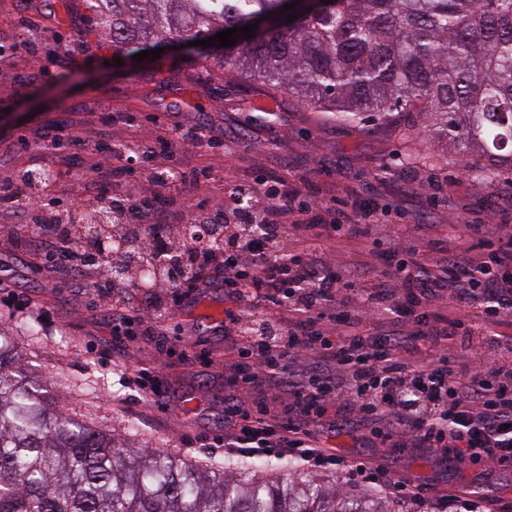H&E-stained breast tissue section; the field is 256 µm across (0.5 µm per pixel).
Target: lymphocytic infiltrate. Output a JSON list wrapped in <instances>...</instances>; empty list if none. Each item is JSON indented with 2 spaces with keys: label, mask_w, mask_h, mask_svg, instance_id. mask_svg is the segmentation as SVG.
<instances>
[{
  "label": "lymphocytic infiltrate",
  "mask_w": 512,
  "mask_h": 512,
  "mask_svg": "<svg viewBox=\"0 0 512 512\" xmlns=\"http://www.w3.org/2000/svg\"><path fill=\"white\" fill-rule=\"evenodd\" d=\"M210 126L170 122L162 146L201 148L217 143ZM111 191L97 180L87 189L111 195L127 229L147 223L151 247L169 245L182 224L215 222L223 249L199 240L192 271L171 281L177 301L205 288L223 289L233 302L224 333L240 344L235 374L227 380L224 419L232 425L214 447L228 454L286 452L310 467L338 465L319 449L311 431L329 424L370 443L395 441L429 448L463 465L488 471L512 467V343L483 335L485 324L512 318V225L478 221L445 225L448 237L477 241L479 251L415 240L406 224L362 201L357 190L331 204L308 188L281 179L238 182L254 205L239 211L232 193L186 200L204 170L185 168L178 181H146L141 196L124 186L136 173L139 150L116 140L105 148ZM62 170L29 203L37 236L28 251L67 259L88 274L89 245L70 230L72 212L59 208ZM155 298L149 307L112 310L116 336L158 335ZM494 350L491 362L478 359ZM280 393L297 419L270 422L253 407L255 395ZM335 417H328V410ZM350 479L368 480L401 501L419 506L422 490L384 466H346Z\"/></svg>",
  "instance_id": "obj_1"
}]
</instances>
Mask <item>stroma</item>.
<instances>
[{
  "mask_svg": "<svg viewBox=\"0 0 512 512\" xmlns=\"http://www.w3.org/2000/svg\"><path fill=\"white\" fill-rule=\"evenodd\" d=\"M22 18L39 20L49 43L39 58L21 54L0 62V180L35 164L49 166L57 156L66 163L71 188L64 205L86 204L80 187L97 159L96 146L118 136L157 147L179 110L178 98L187 95L195 106L183 111L185 117L208 123L224 144L193 150L176 144L168 156L170 162L206 170L207 188L269 175L306 183L326 199L354 188L362 198L405 212L416 237L422 236L423 225L451 219H512V173L498 171L458 184L460 167L479 171L486 161L432 136L429 117L404 115L392 126L346 124L260 83L226 75L212 63L175 61L169 49L156 60L137 62L127 53L119 57L111 41L95 34L82 7L66 33L86 55L63 67L52 41L48 0H0V43L21 41ZM128 113L138 116L137 125L122 124ZM52 130L60 140L49 152L43 137ZM22 138L30 142V151L20 150ZM431 176L442 187L434 208L427 207L421 190ZM37 265V259L0 236V284L28 302L16 308L0 301V316H32L41 327L40 341L26 343L23 350L28 369L45 376L62 405L92 426L119 432L130 420L137 427L136 440L199 462L212 459L211 449L199 441L224 432V362L233 341L219 321L229 306L223 289L170 307L160 320L162 342L126 336L116 343L110 301L100 300L96 289L75 287L71 276L54 277ZM141 368L162 371V395L146 400L126 388L128 370ZM76 373L98 380L95 395L72 388ZM319 444L349 462L384 456L389 469L422 487L427 512H440L439 498L462 493L483 471L478 464L449 466L425 448H396L388 442L374 449L356 435L327 429Z\"/></svg>",
  "mask_w": 512,
  "mask_h": 512,
  "instance_id": "stroma-1",
  "label": "stroma"
}]
</instances>
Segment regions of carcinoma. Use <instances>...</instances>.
<instances>
[{"label":"carcinoma","instance_id":"carcinoma-1","mask_svg":"<svg viewBox=\"0 0 512 512\" xmlns=\"http://www.w3.org/2000/svg\"><path fill=\"white\" fill-rule=\"evenodd\" d=\"M87 0L112 49L176 46L336 120L435 116L433 133L512 170V0ZM298 19L285 22L291 13ZM258 24L201 53L191 43ZM112 219L84 216L88 234ZM122 270L152 279L129 257ZM187 461L74 418L0 341V512H398L391 500L295 471Z\"/></svg>","mask_w":512,"mask_h":512}]
</instances>
